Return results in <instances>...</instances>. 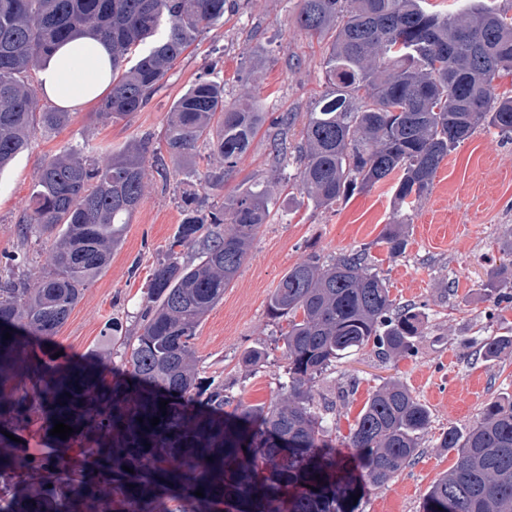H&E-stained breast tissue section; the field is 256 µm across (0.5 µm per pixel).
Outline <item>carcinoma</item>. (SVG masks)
<instances>
[{
    "mask_svg": "<svg viewBox=\"0 0 512 512\" xmlns=\"http://www.w3.org/2000/svg\"><path fill=\"white\" fill-rule=\"evenodd\" d=\"M238 0H0V169L27 147L36 126L65 125L69 113L37 112L31 72L62 44L95 31L112 52V87L99 114L120 120L143 109L173 64ZM296 26L323 44L327 90L310 104L293 143L295 114L270 127L278 161L298 165L302 193L329 208L350 192L399 173L395 198L411 210L430 192L442 161L479 127L512 139V95L496 92L512 75V17L487 0H460L450 13L427 0H297ZM256 100L229 104L224 85L200 77L172 108L165 143L190 159L202 143L224 161L205 175L217 185L232 173L265 124ZM149 141L100 160L68 149L42 167L22 240L57 233L53 269L36 285L0 277V374L24 363L42 383L32 396L0 395V512H352L363 484L383 487L419 454L431 417L401 382L373 391L349 435L361 470L354 474L326 451L324 414L336 400L317 396L316 380L346 355L372 347L389 359L415 353L420 314L391 299L367 249L308 255L281 279L268 313L281 332L288 383L268 406L234 403L229 388L200 377L196 332L224 296L260 228L270 217L267 190H241L214 211L188 196L183 219L155 266L141 324L122 343L130 379L108 383L92 365L50 368L30 355L25 332L51 338L84 288L109 263L140 206L151 171ZM380 243L405 254L406 223L389 224ZM195 258L182 262L185 250ZM512 288V262L485 284L499 303ZM11 338L4 339V334ZM512 336L480 344L486 359ZM166 400V409L159 402ZM233 406L241 418L224 420ZM40 418L50 452L32 459L5 433ZM142 421H137V418ZM160 419L153 426L150 419ZM74 429L51 436L54 423ZM96 430L104 448L82 449L70 467L61 449ZM440 447L456 451L430 486L424 512H512V397L487 403L464 434L450 428ZM269 476L256 482L258 461ZM133 469L129 473L123 467ZM295 493L283 502L281 489ZM202 490L203 496L194 495Z\"/></svg>",
    "mask_w": 512,
    "mask_h": 512,
    "instance_id": "cac0c4a2",
    "label": "carcinoma"
}]
</instances>
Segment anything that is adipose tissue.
I'll use <instances>...</instances> for the list:
<instances>
[{
    "label": "adipose tissue",
    "instance_id": "obj_1",
    "mask_svg": "<svg viewBox=\"0 0 512 512\" xmlns=\"http://www.w3.org/2000/svg\"><path fill=\"white\" fill-rule=\"evenodd\" d=\"M112 80V54L99 37L81 35L60 47L39 74V89L65 109L96 101Z\"/></svg>",
    "mask_w": 512,
    "mask_h": 512
}]
</instances>
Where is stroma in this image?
Wrapping results in <instances>:
<instances>
[{"instance_id":"1","label":"stroma","mask_w":512,"mask_h":512,"mask_svg":"<svg viewBox=\"0 0 512 512\" xmlns=\"http://www.w3.org/2000/svg\"><path fill=\"white\" fill-rule=\"evenodd\" d=\"M296 5V0H241L238 11L204 32L194 50L176 62L151 102L126 119H101L91 105L70 112L60 128L37 129L28 147L0 171V267L24 258L22 272L33 282L53 267L52 236L34 234L24 242L17 234L46 161L69 148L104 156L145 136L159 142L173 103L199 76L223 82L229 103L253 97L272 117L308 112L311 100L325 90L322 46L297 28ZM163 164L167 178L149 180L121 246L84 289L51 346L68 360L96 362L106 381L121 379L123 349L107 338L137 332L150 274L181 222L184 192L220 202L263 184L273 199L271 220L197 331L201 374L231 384L232 395L244 404H269L287 380L280 328L268 313L281 278L310 252L328 258L369 247L391 297L415 306L424 334L410 356L384 360L367 348L337 361L316 389L330 397L349 393L328 420L330 443L349 463L355 460L350 430L381 384L401 381L429 408L431 427L416 463L384 487H362L352 506L353 512H423L429 486L456 459L453 450L440 447V434L468 431L485 404L512 394V347L491 361L478 352L484 337L512 336V302L493 304L483 288L512 256V140L485 126L449 153L430 194L407 216L409 244L394 259L376 244L398 218L393 179L354 191L333 207H314L301 198L295 166L274 161L262 131L223 184L187 183L179 159L167 156ZM260 346L267 352L263 364L246 365L244 353Z\"/></svg>"}]
</instances>
